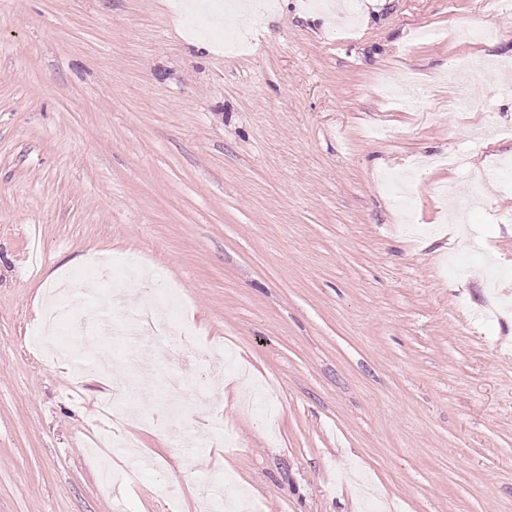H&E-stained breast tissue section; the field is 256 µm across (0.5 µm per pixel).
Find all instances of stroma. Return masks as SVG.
Segmentation results:
<instances>
[{"instance_id": "35a3bbf8", "label": "stroma", "mask_w": 512, "mask_h": 512, "mask_svg": "<svg viewBox=\"0 0 512 512\" xmlns=\"http://www.w3.org/2000/svg\"><path fill=\"white\" fill-rule=\"evenodd\" d=\"M0 0V512H512V195L454 224L469 175L512 159V80L455 110L468 56L512 60L486 0ZM233 31V51L213 33ZM492 27L499 37L476 40ZM422 88L409 107L379 81ZM132 261L123 311L83 278ZM97 296L79 373L29 337L62 280ZM176 289L193 347L163 422L159 348L118 335L141 290ZM155 403L118 413L152 467L93 447L94 412L139 369Z\"/></svg>"}]
</instances>
